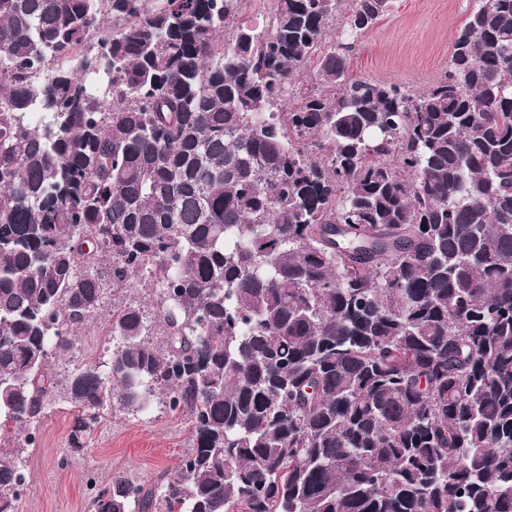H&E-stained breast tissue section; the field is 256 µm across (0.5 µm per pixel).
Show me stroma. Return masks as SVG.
<instances>
[{"label": "stroma", "mask_w": 512, "mask_h": 512, "mask_svg": "<svg viewBox=\"0 0 512 512\" xmlns=\"http://www.w3.org/2000/svg\"><path fill=\"white\" fill-rule=\"evenodd\" d=\"M474 5L475 0H393L390 13L362 35L351 74L415 91L427 88L447 67L454 34ZM110 346L97 328L83 329L56 361L58 374L67 377L82 362L102 358ZM75 418L58 400L37 424L36 445L26 454L30 485L18 512H93L90 481L127 474L164 482L191 446L187 420L157 408L108 418L78 451L70 443Z\"/></svg>", "instance_id": "obj_1"}]
</instances>
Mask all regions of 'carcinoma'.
<instances>
[{"mask_svg":"<svg viewBox=\"0 0 512 512\" xmlns=\"http://www.w3.org/2000/svg\"><path fill=\"white\" fill-rule=\"evenodd\" d=\"M244 2L0 0V512L92 324L72 447L157 403L193 442L94 512H512V0L418 92L349 72L391 0ZM111 345L109 336H103L95 327H88L75 337L69 353L62 360L52 361L51 364H55L60 378L64 380L82 362L102 358Z\"/></svg>","mask_w":512,"mask_h":512,"instance_id":"carcinoma-1","label":"carcinoma"}]
</instances>
